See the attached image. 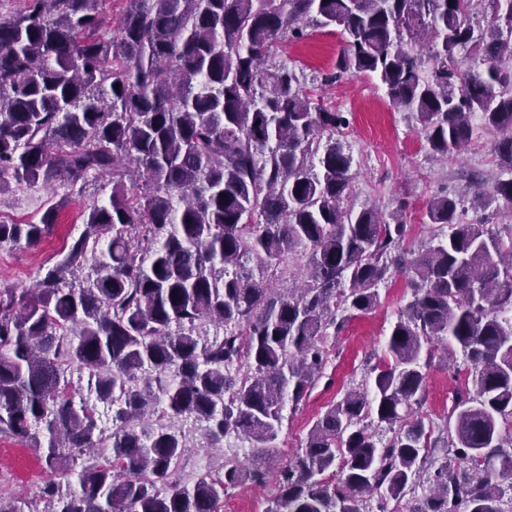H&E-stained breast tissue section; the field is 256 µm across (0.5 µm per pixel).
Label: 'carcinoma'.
Wrapping results in <instances>:
<instances>
[{"label":"carcinoma","instance_id":"1","mask_svg":"<svg viewBox=\"0 0 512 512\" xmlns=\"http://www.w3.org/2000/svg\"><path fill=\"white\" fill-rule=\"evenodd\" d=\"M118 37L103 0H24L0 19V194L6 177L70 185L112 178L80 235L36 288L0 287V435L44 450L42 509L30 512H218L224 493L266 482L284 403L308 395L327 363V330L380 303L401 275L411 291L384 356L310 428L278 474L267 512H502L512 491V228L464 222L465 203L512 211V0H127ZM491 18L476 29L477 6ZM339 28L344 49L323 75H376L390 105L416 118L430 156L497 132L492 185L441 190L427 223L448 229L416 251L405 203L385 216L344 205L352 158L336 140L344 113L316 104L296 70L268 60L308 25ZM463 51L476 66L454 64ZM66 200L39 221H0V244L39 243ZM105 244L95 279L75 283ZM308 251L301 283L280 266ZM254 258L264 278L239 270ZM224 327L203 338L199 326ZM462 352L473 388L456 392L453 429L436 444L419 416L439 353ZM88 370L112 431L64 377ZM242 375L231 374L236 364ZM202 423L219 448L255 442L247 466L193 486L172 482L188 445L158 415ZM78 488L61 490L76 451ZM423 492H418V489Z\"/></svg>","mask_w":512,"mask_h":512}]
</instances>
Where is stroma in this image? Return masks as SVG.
<instances>
[{
  "label": "stroma",
  "instance_id": "stroma-1",
  "mask_svg": "<svg viewBox=\"0 0 512 512\" xmlns=\"http://www.w3.org/2000/svg\"><path fill=\"white\" fill-rule=\"evenodd\" d=\"M342 48L337 32L313 28L303 41L280 44L272 61L294 67L305 92L316 103L347 113L350 126L338 138L352 158L348 206L357 210L372 207L386 214L398 200H406V244L412 249L421 248L437 231L436 225L424 223L423 218L430 198L440 188L464 191L475 174L493 181L497 174L496 159L490 152L493 136L481 133L468 150L449 155L447 162L431 160L416 120L390 106L377 78L347 74L333 84H321V76L333 70ZM111 194L112 180L108 177L93 178L83 185L58 183L49 188L11 184L9 192L0 195L2 221L39 220L51 199L65 198L69 204L60 211L53 233L38 245L0 244V285L33 287L46 262L79 235L85 207L108 204ZM380 294L381 302L373 312L352 317L342 330L328 338L329 357L323 376L296 409H285L278 451L264 461L267 483L230 490L218 512H266L277 495L279 471L300 451L313 423L330 402L360 383L366 364L383 356L390 325L409 299L410 290L404 277L399 276L382 286ZM458 387L455 369L433 363L421 414L437 426L446 427ZM200 439L199 429H191L192 449L176 469L174 481L190 486L215 474L225 460L247 464L253 459L254 445L244 437L227 436L219 448L200 447ZM45 477L44 460L31 443L0 436L1 494L36 504Z\"/></svg>",
  "mask_w": 512,
  "mask_h": 512
}]
</instances>
